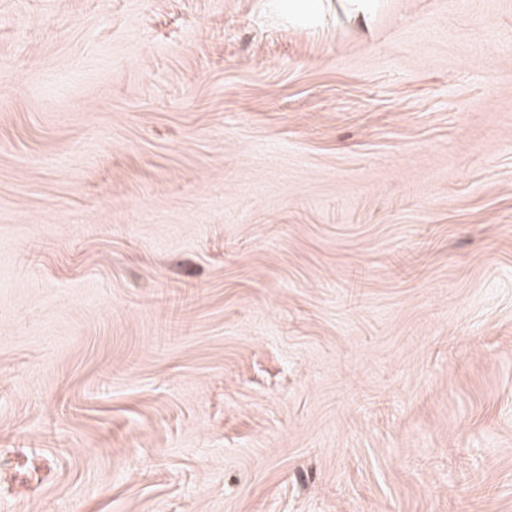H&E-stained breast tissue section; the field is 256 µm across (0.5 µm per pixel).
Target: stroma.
<instances>
[{"label":"stroma","mask_w":512,"mask_h":512,"mask_svg":"<svg viewBox=\"0 0 512 512\" xmlns=\"http://www.w3.org/2000/svg\"><path fill=\"white\" fill-rule=\"evenodd\" d=\"M0 0V512H512V0ZM339 2L340 8L350 23L367 26L384 6L383 0H339Z\"/></svg>","instance_id":"1"}]
</instances>
